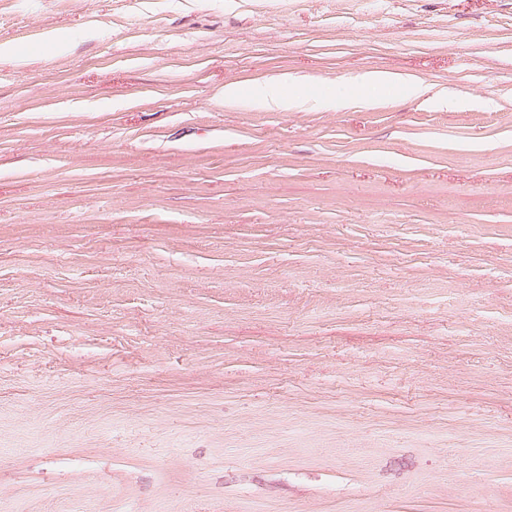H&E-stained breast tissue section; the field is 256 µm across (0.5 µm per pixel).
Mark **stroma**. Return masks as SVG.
Returning a JSON list of instances; mask_svg holds the SVG:
<instances>
[{
	"mask_svg": "<svg viewBox=\"0 0 512 512\" xmlns=\"http://www.w3.org/2000/svg\"><path fill=\"white\" fill-rule=\"evenodd\" d=\"M0 45V512H512V0H0Z\"/></svg>",
	"mask_w": 512,
	"mask_h": 512,
	"instance_id": "stroma-1",
	"label": "stroma"
}]
</instances>
